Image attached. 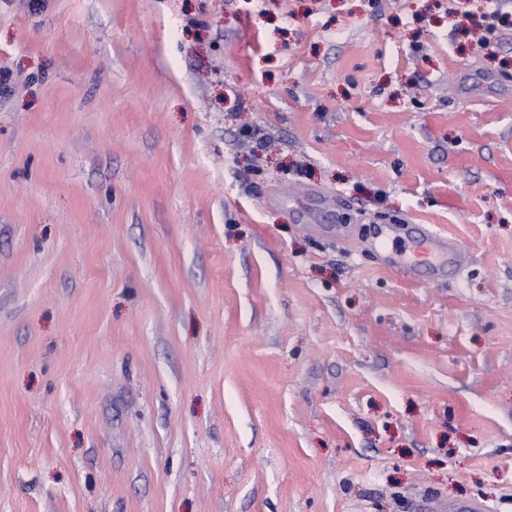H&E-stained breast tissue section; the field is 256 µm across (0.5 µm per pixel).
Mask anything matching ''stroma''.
<instances>
[{"mask_svg":"<svg viewBox=\"0 0 512 512\" xmlns=\"http://www.w3.org/2000/svg\"><path fill=\"white\" fill-rule=\"evenodd\" d=\"M455 7L0 0V512H512V30ZM505 29H512V13L498 7L491 8L483 21L474 29L480 33L478 48L486 50L494 47L498 42L499 33ZM414 233L430 246L431 251L427 256L430 259L428 264L437 265L448 259V263H452L458 268L463 256L460 243L432 231L424 224H417L414 227Z\"/></svg>","mask_w":512,"mask_h":512,"instance_id":"1","label":"stroma"}]
</instances>
